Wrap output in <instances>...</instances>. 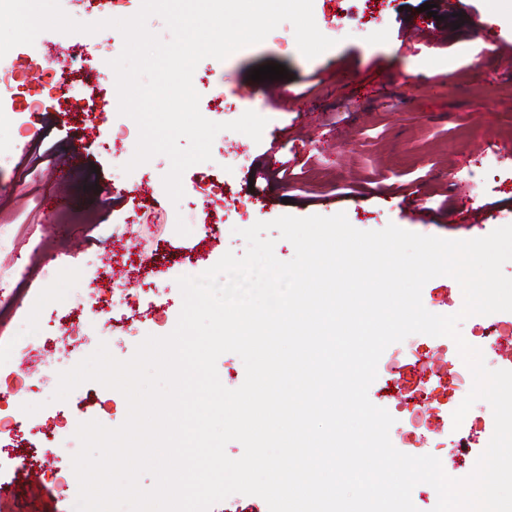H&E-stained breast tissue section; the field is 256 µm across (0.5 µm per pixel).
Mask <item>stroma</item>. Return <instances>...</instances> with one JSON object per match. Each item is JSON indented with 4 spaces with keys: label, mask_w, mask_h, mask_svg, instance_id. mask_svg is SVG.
I'll use <instances>...</instances> for the list:
<instances>
[{
    "label": "stroma",
    "mask_w": 512,
    "mask_h": 512,
    "mask_svg": "<svg viewBox=\"0 0 512 512\" xmlns=\"http://www.w3.org/2000/svg\"><path fill=\"white\" fill-rule=\"evenodd\" d=\"M435 5V15L421 12ZM494 12L495 24L476 28L477 16ZM319 30L335 45L309 59L298 50L294 29L282 23L257 45L224 60L207 58L194 71L199 108L208 120H236L254 111L267 120L261 141L234 131L220 132L212 159L189 167L182 176L183 200L173 203L163 177L166 156H154L135 168L131 179L147 186L139 202L113 195L111 211L98 209L97 191L122 172L129 154H112L103 144L116 132L110 114L88 137L70 179L53 168L71 150V140L90 123L68 101L43 90L40 67L24 46L12 49L16 64L17 104L35 98L43 122L26 135L0 127V140L25 138L32 152L14 157L0 170V214L10 217L6 249H0V512H73L78 494L75 475L59 481L47 469L48 457L68 458L79 449L77 423L98 421L120 426L128 412L125 397L97 382H87L66 401L48 402L25 385L29 366L57 361L69 346L68 366H75L106 344L117 359L132 357L147 336H165L175 328L182 307L177 280L212 267L225 252L243 256V229L289 214L296 217L345 213L361 231L388 224L449 240L480 238L512 224V0H381L377 13L364 0H313ZM109 28L93 34L47 30L36 42L43 59L93 52L117 37ZM281 64L289 75L273 80L276 96L261 95L253 69ZM235 112L218 113L217 93ZM296 175L293 186L279 176L283 161ZM425 176L422 222L399 213L397 183ZM353 186L343 195L344 186ZM140 205V223H126L132 205ZM471 208V229L448 221L450 210ZM61 209L94 210L91 224H61L52 218ZM125 269L122 280L85 264L88 253H106L112 243ZM137 243L151 253L150 262L131 256ZM94 282L95 306L77 308L72 296L80 283ZM130 297L128 306L110 311L113 288ZM425 308L444 315L459 313L464 296L451 277L439 276L422 290ZM28 318L26 335L13 327ZM57 318L59 328L45 324ZM112 332L97 337L103 321ZM512 322V312L469 317L460 325L464 339L482 349L488 368H501L499 357L483 346L492 324ZM433 339L412 334L389 345L368 390L370 401L396 422L407 410L399 400L382 396L393 360L404 365L403 379L415 381L412 348L431 349ZM39 404L29 415L24 405ZM481 404H474L455 430L424 427L410 436L405 452L431 454L448 463L457 440L479 435ZM26 466H19L18 456Z\"/></svg>",
    "instance_id": "1"
}]
</instances>
